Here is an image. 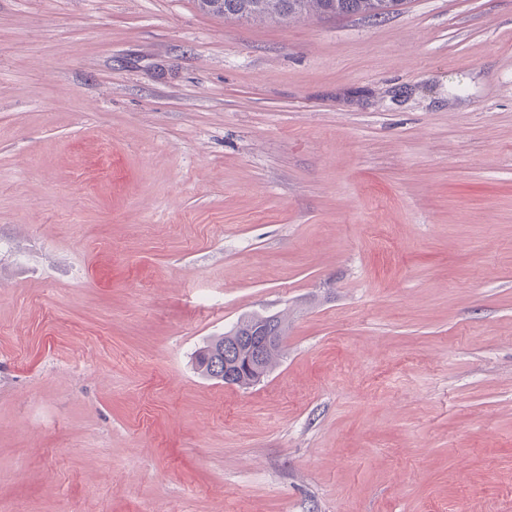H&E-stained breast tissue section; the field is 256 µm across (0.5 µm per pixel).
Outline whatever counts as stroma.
I'll return each instance as SVG.
<instances>
[{
  "instance_id": "1",
  "label": "stroma",
  "mask_w": 512,
  "mask_h": 512,
  "mask_svg": "<svg viewBox=\"0 0 512 512\" xmlns=\"http://www.w3.org/2000/svg\"><path fill=\"white\" fill-rule=\"evenodd\" d=\"M0 512H512V0H0ZM201 9L224 19L283 22L301 17L389 16L402 0H197ZM272 2V3H270ZM260 316L270 318L269 327L271 331L276 332V336H260L264 342H277L279 336H285L288 332V324L280 317V315H247L241 318L228 331L221 336H214L207 341L202 347L194 352L195 369L197 372L210 380L224 381V385L237 386L241 385L239 374L243 372L251 373L250 380L254 384L261 381L264 377L263 371L268 375L280 362L282 357V344L272 343L269 346L262 345L260 348L263 352V371L259 363L258 354L247 358L244 361L237 360L234 363L224 361V344L233 345L235 341L245 340L246 345L253 346L260 343L256 339V331L254 327Z\"/></svg>"
}]
</instances>
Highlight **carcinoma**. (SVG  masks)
<instances>
[{"label":"carcinoma","instance_id":"obj_1","mask_svg":"<svg viewBox=\"0 0 512 512\" xmlns=\"http://www.w3.org/2000/svg\"><path fill=\"white\" fill-rule=\"evenodd\" d=\"M201 9L226 19L283 22L301 17L389 16L402 0H197ZM259 315H247L228 331L215 336L194 352L195 369L210 380L224 381V346L243 340L255 345L254 327ZM263 371L270 373L280 362L282 345L261 346Z\"/></svg>","mask_w":512,"mask_h":512}]
</instances>
